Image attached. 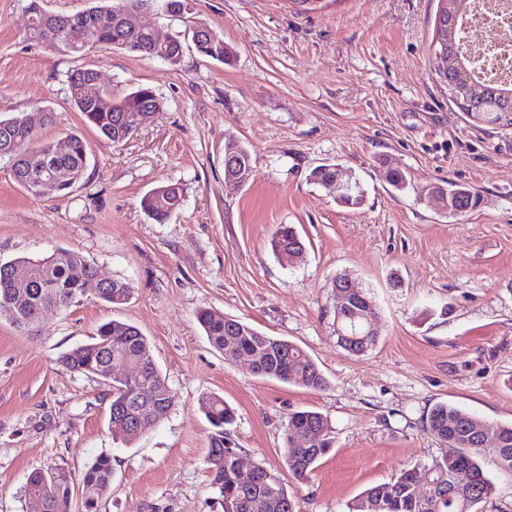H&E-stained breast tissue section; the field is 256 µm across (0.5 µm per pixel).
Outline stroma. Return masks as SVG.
<instances>
[{
    "label": "stroma",
    "mask_w": 512,
    "mask_h": 512,
    "mask_svg": "<svg viewBox=\"0 0 512 512\" xmlns=\"http://www.w3.org/2000/svg\"><path fill=\"white\" fill-rule=\"evenodd\" d=\"M25 6L0 0V118L48 113L41 140L78 134L89 161L70 194L37 197L0 161V262L61 247L134 292L119 306L90 295L48 310L31 330L0 309V512H37L25 495L33 471L78 474L102 454L113 472L100 512H224L205 462L208 395L234 409L245 466L281 480L295 512H348L367 488L440 457L426 430L436 404L491 431L512 423V128L475 123L449 100L433 64L439 0H188L177 16L152 5L143 22L184 44L176 65L51 50L27 39ZM196 24L231 60L197 53ZM81 63L113 95L152 88L162 111L123 143L101 136L68 99ZM230 141L252 153L242 186L224 180ZM325 163L360 183L361 205L310 180ZM386 164L405 173L404 191L382 180ZM449 182L478 192L479 206L440 210L425 190ZM165 183L182 187L183 204L159 223L140 200ZM283 224L305 246L291 265L271 248ZM339 276L374 301L380 336L362 356L336 344ZM202 307L299 345L328 388L264 379L216 351L195 319ZM112 319L148 337L175 395L129 444L110 422L111 387L58 361ZM303 408L327 416L333 448L299 482L284 430Z\"/></svg>",
    "instance_id": "35a3bbf8"
}]
</instances>
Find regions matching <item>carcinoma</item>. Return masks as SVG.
Masks as SVG:
<instances>
[{
	"instance_id": "carcinoma-1",
	"label": "carcinoma",
	"mask_w": 512,
	"mask_h": 512,
	"mask_svg": "<svg viewBox=\"0 0 512 512\" xmlns=\"http://www.w3.org/2000/svg\"><path fill=\"white\" fill-rule=\"evenodd\" d=\"M153 2L155 0H111L109 4L92 5L66 16L46 10L43 0H29L27 11L32 14L33 24L28 28V37L75 58L83 56L84 52L71 49L68 43L81 40L94 47L160 58L161 51L150 32L120 29L124 11ZM445 2L457 22L446 30L444 39L450 41L448 49L463 62L458 74L463 93L451 94L449 98L474 122L495 126L499 112L505 108L512 111V81L495 76L479 77L470 56L464 53L462 25L472 12L473 0ZM204 56L223 61L230 57V51L224 40L215 34ZM67 86L71 102L85 122L117 143L131 136L129 126L141 111L150 108L158 112L162 108L161 101L149 87H140L121 97L113 96L112 91L98 81L95 70L86 66L67 74ZM25 143H32L34 147L24 153L0 154V160L8 161L13 179L29 194L38 195L35 185L51 175L61 176L59 192L64 194L70 193L81 181L87 166V147L81 137L66 136L64 152L57 153L52 149L55 142L39 140L38 130L28 125L23 117L0 119V148L5 144L17 148ZM447 190L454 204L449 210L451 215L478 204L477 193L465 186L450 184ZM296 237L298 234L292 226L281 225L271 239L272 250L292 251ZM19 272L26 274L30 288L17 301V318L13 322L31 328L39 324L45 309L67 308L76 303L86 283L96 274L91 264L63 248L40 256L18 257L0 263V301L10 293ZM132 291L131 283L114 280L100 289L98 300L122 305ZM195 317L214 349L237 358L243 355L250 358L253 374L311 391L328 387L322 371L298 345L285 339L274 345L275 337L238 319L233 325L226 323L224 315L208 308L197 310ZM334 322L336 344L351 355L369 352L378 341V335H369L358 320L345 314L335 316ZM115 355L141 362L137 385L155 393V400L148 403L135 398L134 386L112 385V407L124 416L128 415V410H133L132 426L144 433L165 419L166 411L173 406L174 395L150 356L147 337L138 327L118 320L107 321L88 342L62 353L60 363L73 372L93 375ZM200 410L212 429L207 464L222 498L237 503L238 512H294V503L281 481L276 479L271 483L266 497L273 507L265 510L258 508L257 492L238 482L235 466L238 451L227 433L235 414L224 399L209 395L201 400ZM320 427L328 430L330 424L318 411H296L288 420L285 459L296 480L308 479L316 463L333 448L330 436L318 434ZM426 429L445 448L442 456L429 465L403 469L393 480L365 490L349 505L348 512H476V505L495 492L486 466L493 463L512 470L511 424L499 427L498 446L484 447L485 425L478 417L456 407L437 404L428 414ZM310 433L313 441L309 443L307 435ZM459 470L469 472L470 482L450 493V478ZM76 479L85 497L84 512H98L99 500L112 481V458L99 455L78 478L64 466L36 470L28 476L27 489L45 493L51 501L50 512H71L69 489ZM427 483L435 486V496H422L420 486Z\"/></svg>"
}]
</instances>
